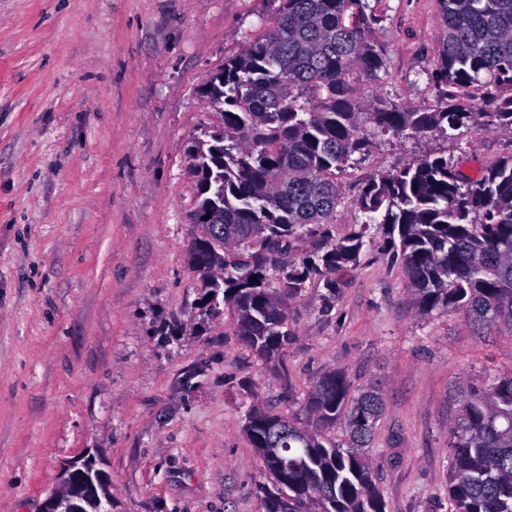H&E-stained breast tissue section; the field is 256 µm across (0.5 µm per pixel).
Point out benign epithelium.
<instances>
[{
    "instance_id": "1",
    "label": "benign epithelium",
    "mask_w": 512,
    "mask_h": 512,
    "mask_svg": "<svg viewBox=\"0 0 512 512\" xmlns=\"http://www.w3.org/2000/svg\"><path fill=\"white\" fill-rule=\"evenodd\" d=\"M92 460L78 458L68 465L60 487L44 502L43 512H84V504L110 500V485L98 481Z\"/></svg>"
}]
</instances>
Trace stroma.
<instances>
[{
	"label": "stroma",
	"instance_id": "35a3bbf8",
	"mask_svg": "<svg viewBox=\"0 0 512 512\" xmlns=\"http://www.w3.org/2000/svg\"><path fill=\"white\" fill-rule=\"evenodd\" d=\"M388 72L366 100L433 105L438 0H369ZM279 0H0V512H42L95 460L111 512H267L244 427L301 416L324 375L379 384L369 461L386 512H451L462 395L512 375V331L420 314L373 226L335 295L290 300L276 363L243 345L189 263L199 229L187 144L219 124L209 79ZM433 153L476 176L512 132L373 137L338 175L345 236L369 181Z\"/></svg>",
	"mask_w": 512,
	"mask_h": 512
}]
</instances>
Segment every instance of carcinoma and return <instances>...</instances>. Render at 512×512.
Instances as JSON below:
<instances>
[{"mask_svg": "<svg viewBox=\"0 0 512 512\" xmlns=\"http://www.w3.org/2000/svg\"><path fill=\"white\" fill-rule=\"evenodd\" d=\"M439 4L434 106L365 103L359 83L378 82L388 64L368 0H280L274 25L206 84L222 127L187 149L197 178L191 214L207 217L189 260L208 292H223L241 341L266 361L288 345V301L314 280L335 293L374 224L399 254L420 313L458 309L478 326L512 328V154L476 178L426 155L363 187L361 218L347 235L326 229L341 195L337 174L368 146L365 124L397 137L474 124L512 130V0ZM213 228L222 240L208 238ZM314 234L322 246L275 268L278 288H266V253ZM349 392L334 372L308 397L321 426L344 420L346 448L261 406L249 414L247 437L271 479L261 486L268 512H386L367 461L382 394L375 385ZM272 421L288 424L275 455ZM449 445L453 512H512V376L462 400Z\"/></svg>", "mask_w": 512, "mask_h": 512, "instance_id": "obj_1", "label": "carcinoma"}]
</instances>
